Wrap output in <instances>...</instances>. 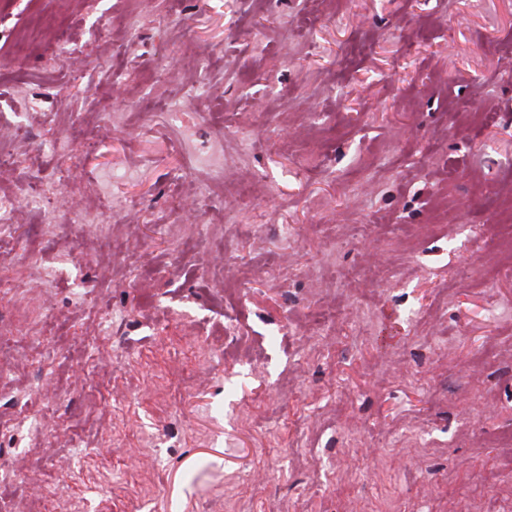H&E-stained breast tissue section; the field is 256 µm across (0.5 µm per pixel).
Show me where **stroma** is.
<instances>
[{
  "label": "stroma",
  "instance_id": "stroma-1",
  "mask_svg": "<svg viewBox=\"0 0 512 512\" xmlns=\"http://www.w3.org/2000/svg\"><path fill=\"white\" fill-rule=\"evenodd\" d=\"M1 127L0 512H512V0H11Z\"/></svg>",
  "mask_w": 512,
  "mask_h": 512
}]
</instances>
